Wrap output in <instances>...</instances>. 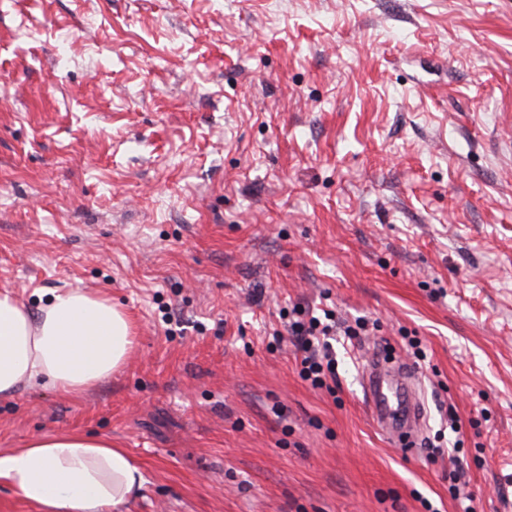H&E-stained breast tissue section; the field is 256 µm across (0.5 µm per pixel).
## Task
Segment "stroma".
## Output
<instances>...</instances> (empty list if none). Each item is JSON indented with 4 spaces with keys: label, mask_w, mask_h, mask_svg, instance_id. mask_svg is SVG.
Masks as SVG:
<instances>
[{
    "label": "stroma",
    "mask_w": 512,
    "mask_h": 512,
    "mask_svg": "<svg viewBox=\"0 0 512 512\" xmlns=\"http://www.w3.org/2000/svg\"><path fill=\"white\" fill-rule=\"evenodd\" d=\"M77 288L128 359L0 398V452L109 438L124 512H460L454 418L477 512H512V0H0V290ZM297 308L336 316L335 392ZM388 354L412 456L366 404ZM325 320L321 321L317 317H312L308 321L294 319L288 325V332L293 336L295 345L304 353L301 360V376L310 381L315 388L326 387L331 390L327 378H336L335 362L328 353H325L327 342L320 344L317 336L335 335L331 333L336 332V321L329 313H325ZM417 376L404 362L371 359L365 372V392L371 414L386 435L405 433L404 447H417L421 415L416 392Z\"/></svg>",
    "instance_id": "obj_1"
}]
</instances>
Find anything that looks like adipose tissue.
<instances>
[{
	"mask_svg": "<svg viewBox=\"0 0 512 512\" xmlns=\"http://www.w3.org/2000/svg\"><path fill=\"white\" fill-rule=\"evenodd\" d=\"M133 344L132 325L111 298L71 290L34 313L0 291V397L24 385L79 396L118 371ZM0 482L40 512H119L144 477L138 460L111 440L67 432L0 454Z\"/></svg>",
	"mask_w": 512,
	"mask_h": 512,
	"instance_id": "1",
	"label": "adipose tissue"
}]
</instances>
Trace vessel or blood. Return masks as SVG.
Returning a JSON list of instances; mask_svg holds the SVG:
<instances>
[{"instance_id": "b4317fda", "label": "vessel or blood", "mask_w": 512, "mask_h": 512, "mask_svg": "<svg viewBox=\"0 0 512 512\" xmlns=\"http://www.w3.org/2000/svg\"><path fill=\"white\" fill-rule=\"evenodd\" d=\"M417 377L404 362L370 361L365 372V392L371 414L386 435L405 434L408 449L417 446L421 415Z\"/></svg>"}]
</instances>
